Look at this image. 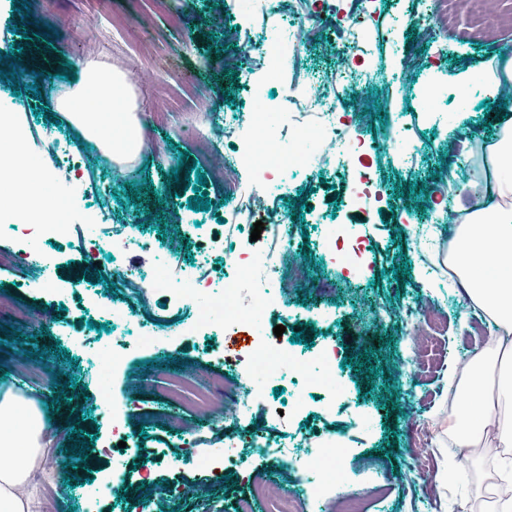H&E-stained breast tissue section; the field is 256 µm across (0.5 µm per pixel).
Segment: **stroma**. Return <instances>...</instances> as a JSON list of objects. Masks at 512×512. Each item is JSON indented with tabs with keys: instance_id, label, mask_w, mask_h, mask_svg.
<instances>
[{
	"instance_id": "stroma-1",
	"label": "stroma",
	"mask_w": 512,
	"mask_h": 512,
	"mask_svg": "<svg viewBox=\"0 0 512 512\" xmlns=\"http://www.w3.org/2000/svg\"><path fill=\"white\" fill-rule=\"evenodd\" d=\"M16 0L0 13V29L21 55L0 50V95L15 96V126L44 178L56 177L59 139L85 152L82 177L72 179L71 193L96 213L112 233L140 226L152 238L184 246L186 261L202 239L224 227L221 184L207 181L209 211L189 209L192 189L175 181L178 165L199 158L195 137L208 121L245 100L239 73L257 60L260 43L244 37L241 24L225 16L226 0ZM180 15L169 26L164 9ZM421 0H374L369 24L374 40L373 79L347 74L350 60L329 27L302 45L298 62L313 76L338 73L336 92L353 118L354 134L376 149L374 207L362 211L345 205L342 193L351 169L318 172L293 179L284 195L264 196L250 219L266 226L255 249L274 253L288 269L290 283L280 293V311L262 315L265 332L278 325L286 332L283 347L299 353L335 352L337 377L346 398L335 409L310 400L299 416L282 420L274 396L256 399L246 420L231 412L245 392L242 372L224 359L225 346L243 343L249 323L234 325L221 336L184 334L195 311L177 308L165 289H152V309H165L159 326L165 347L131 343L123 370L105 378L92 360L105 339L100 310L79 304L77 296L93 289L102 305L115 292L101 279L111 270L104 245H90L74 234L62 249L44 245L51 262L48 277L57 288H23L12 265H0V390L24 394L47 411L52 443L43 459L45 502L52 512H132L128 493L140 490L148 512H235L253 485L271 493L300 489L302 469L267 459L262 448L278 443L301 448L320 434L335 436L347 453L344 481L322 505L303 503L301 512H336L343 489H360L363 512H486L497 483L493 467L473 461L472 479L459 491L448 478L454 449L448 442L450 372L473 352L489 345L487 325L477 324L448 280L445 220L454 205L449 179L466 183L473 176L468 161L455 160L453 149L490 138L496 131L485 108L480 71L491 58H512V0H455L456 29L436 47L429 26L418 13ZM98 58L123 72L131 85L133 113L142 125L145 148L132 163H115L85 143L62 118L58 100L71 87L81 62ZM53 81V93L34 94V86ZM436 88L465 89L463 98L440 100L435 111L419 101L427 83ZM189 88L207 92L206 107H192L166 122L155 110ZM414 142L412 163L398 155L397 138ZM289 218L297 235L290 247L271 239L274 217ZM345 224L360 242L353 266L332 264L323 250L324 225ZM404 267L397 281L395 267ZM415 308L414 321L404 312ZM304 341L292 345L290 335ZM194 376L214 399L200 417L169 399L172 381ZM74 378L76 388L66 387ZM110 403H103V396ZM237 435L242 458L216 478L201 463L210 446ZM194 435L186 443L185 435ZM94 444L84 467L62 466L68 449L80 438ZM115 449V457L105 449ZM123 463L110 496L87 503L83 490ZM88 478H81V469Z\"/></svg>"
}]
</instances>
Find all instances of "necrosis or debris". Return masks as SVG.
Returning <instances> with one entry per match:
<instances>
[{
  "instance_id": "necrosis-or-debris-1",
  "label": "necrosis or debris",
  "mask_w": 512,
  "mask_h": 512,
  "mask_svg": "<svg viewBox=\"0 0 512 512\" xmlns=\"http://www.w3.org/2000/svg\"><path fill=\"white\" fill-rule=\"evenodd\" d=\"M242 13L250 18L262 17L271 28L263 32V52L258 63L270 81L287 77L293 57L303 42L314 35L299 12L298 0H241ZM371 0H329L326 9L342 45L350 55L358 76L374 75L370 31L356 22L357 16L369 13ZM245 93L254 108L248 112H228L197 143L202 154H209L217 139L237 140L236 149L226 154L223 164L213 166L212 178L223 183L226 199L224 215L231 235L203 240L194 265L184 268L182 257L173 247L156 244L149 236L122 233L112 237L110 253L114 267H122L127 252L151 253L153 262L134 268L124 277L125 299L106 309L113 326L134 328L137 338L149 345L164 344L156 335L154 325L159 316L143 310L131 311L135 300L146 298L148 289H166L174 302L194 307L195 320L188 332L204 334L228 327L243 319H256L264 312L278 309L281 286L280 260L245 247V236L239 219L255 204L258 193L279 195L292 175L314 170H330L344 162L354 170L352 181L345 188L346 196L355 204L365 206L375 198L372 165L373 147L354 135L338 111L334 82L312 76H298L289 89L288 105L293 121L271 122L278 104L269 97L268 84L245 78ZM46 194L54 201H67L69 214L45 211L41 200L35 199L22 208L0 211V233L7 232L37 241L66 242L74 224L84 226L91 239H102L103 226L96 214L81 209L77 198H63L56 184H49ZM224 261V274H213L214 258ZM235 364L250 376L253 386L238 403L239 411H247L262 396L267 385L289 374L292 385L285 404L295 413H302L310 393L323 394L327 405H335L344 391L336 379L333 353L321 352L314 357L294 354L292 350L272 343L263 329L253 328L245 352L233 354ZM345 448L335 438L318 437L300 453L306 463V478L299 494L274 497L268 512H299L301 501H321L336 482Z\"/></svg>"
}]
</instances>
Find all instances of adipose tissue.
Instances as JSON below:
<instances>
[{
	"mask_svg": "<svg viewBox=\"0 0 512 512\" xmlns=\"http://www.w3.org/2000/svg\"><path fill=\"white\" fill-rule=\"evenodd\" d=\"M62 100L82 137L113 161H133L143 147L131 118L129 84L109 65L88 61ZM456 205L448 215L454 238L450 260L455 283L470 305L489 317V350L475 352L462 369L465 381L491 373L483 399L469 390L456 397L450 415L466 421L455 435L465 460L498 461L500 491L492 512H512V114L502 113L499 130L484 145V162L471 181L449 182ZM46 418L34 402L0 393V512H36V475L45 451Z\"/></svg>",
	"mask_w": 512,
	"mask_h": 512,
	"instance_id": "obj_1",
	"label": "adipose tissue"
}]
</instances>
